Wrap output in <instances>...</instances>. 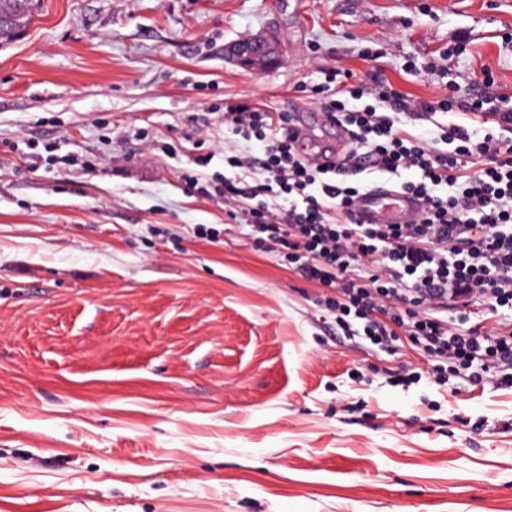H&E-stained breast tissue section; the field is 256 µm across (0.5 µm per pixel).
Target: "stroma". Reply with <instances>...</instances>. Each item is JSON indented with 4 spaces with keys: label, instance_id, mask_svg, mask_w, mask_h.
Instances as JSON below:
<instances>
[{
    "label": "stroma",
    "instance_id": "obj_1",
    "mask_svg": "<svg viewBox=\"0 0 512 512\" xmlns=\"http://www.w3.org/2000/svg\"><path fill=\"white\" fill-rule=\"evenodd\" d=\"M331 68L512 97V0H45L0 46V512H512V389L392 383L426 357L344 335L181 179L235 147L189 116L321 112ZM229 55L246 73L255 75L261 70L274 68L282 55L271 32L246 38L231 47Z\"/></svg>",
    "mask_w": 512,
    "mask_h": 512
}]
</instances>
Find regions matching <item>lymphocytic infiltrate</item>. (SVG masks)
<instances>
[{
  "label": "lymphocytic infiltrate",
  "instance_id": "1",
  "mask_svg": "<svg viewBox=\"0 0 512 512\" xmlns=\"http://www.w3.org/2000/svg\"><path fill=\"white\" fill-rule=\"evenodd\" d=\"M340 85L323 109L349 132L354 149L337 165L304 158L284 131L287 114L225 100L208 136L261 142L255 154L225 156L229 173L182 174L199 197L239 207L257 244L277 252L324 290L337 324L392 351L400 337L429 357V379L458 378L512 388V105L493 108L486 93L411 99L391 83L364 101ZM461 111L472 123L435 117ZM435 123L431 136L415 123ZM368 169L418 177L400 184L423 203L409 224H358L354 211ZM492 319L489 329L473 315Z\"/></svg>",
  "mask_w": 512,
  "mask_h": 512
}]
</instances>
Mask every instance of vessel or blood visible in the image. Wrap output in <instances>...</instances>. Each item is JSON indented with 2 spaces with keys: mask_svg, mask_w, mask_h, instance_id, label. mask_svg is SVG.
I'll return each mask as SVG.
<instances>
[{
  "mask_svg": "<svg viewBox=\"0 0 512 512\" xmlns=\"http://www.w3.org/2000/svg\"><path fill=\"white\" fill-rule=\"evenodd\" d=\"M292 127L303 152L309 158L321 159L322 134L334 129V122L318 116L315 123H307L303 115H295ZM422 203L414 196L381 183L367 189L359 199L356 219L362 224H407L416 218Z\"/></svg>",
  "mask_w": 512,
  "mask_h": 512,
  "instance_id": "obj_1",
  "label": "vessel or blood"
}]
</instances>
